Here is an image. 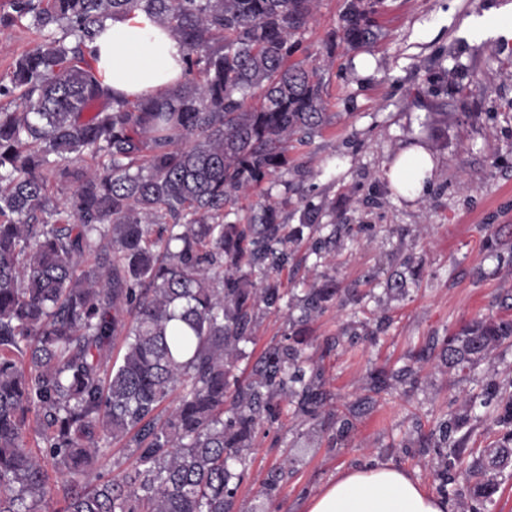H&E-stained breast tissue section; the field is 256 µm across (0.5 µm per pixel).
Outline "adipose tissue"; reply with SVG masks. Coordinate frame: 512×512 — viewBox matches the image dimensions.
<instances>
[{
    "instance_id": "obj_1",
    "label": "adipose tissue",
    "mask_w": 512,
    "mask_h": 512,
    "mask_svg": "<svg viewBox=\"0 0 512 512\" xmlns=\"http://www.w3.org/2000/svg\"><path fill=\"white\" fill-rule=\"evenodd\" d=\"M87 52L103 87L129 99L165 95L182 79L183 46L142 11L106 21ZM435 167L426 151L409 148L394 158L387 176L394 189L416 196L425 192ZM305 512H448V503L425 492L403 467L374 461L337 473Z\"/></svg>"
}]
</instances>
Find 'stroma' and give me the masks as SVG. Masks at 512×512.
I'll return each mask as SVG.
<instances>
[{"label":"stroma","mask_w":512,"mask_h":512,"mask_svg":"<svg viewBox=\"0 0 512 512\" xmlns=\"http://www.w3.org/2000/svg\"><path fill=\"white\" fill-rule=\"evenodd\" d=\"M347 0H320L303 40L324 68L329 125L288 151V184L256 190L239 204V217L266 197L284 200L290 225L360 224L354 237L337 239L326 262L313 266L306 247L276 277L282 288H304L322 274L358 294L382 292L403 258L423 261V276L406 297L362 312L329 307L312 318L313 359L322 360L326 387L341 402L353 400L369 367L393 364L428 336L445 335L488 313L512 320L495 304L512 291V266L498 267L484 239L493 235L512 255V39L478 34L472 18L512 23V0H381L378 38L364 49L323 40L337 28ZM372 56L375 67L359 75L355 63ZM420 146L437 162L426 192L413 198L390 188L387 169L403 148ZM386 315L391 324L373 344L359 341L323 357L326 338L350 321ZM478 380L426 363L420 391L378 400L359 418L342 446L309 439L291 415L263 423L246 450L248 477L237 493V512H254L269 469L287 463L290 474L266 512H303L306 502L339 471L375 460L394 462L427 492L437 484L432 456L406 447L414 421L430 424Z\"/></svg>","instance_id":"stroma-1"}]
</instances>
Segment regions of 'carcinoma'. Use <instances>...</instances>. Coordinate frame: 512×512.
<instances>
[{
  "label": "carcinoma",
  "instance_id": "obj_1",
  "mask_svg": "<svg viewBox=\"0 0 512 512\" xmlns=\"http://www.w3.org/2000/svg\"><path fill=\"white\" fill-rule=\"evenodd\" d=\"M378 0H350L339 32L373 42ZM0 27L24 19L42 34L21 55L0 98V512H41L52 488L41 440L64 471L62 512H233L248 471L243 452L287 405L311 432L340 444L375 396L419 389L435 350L471 374L502 346L512 321L485 317L432 336L398 368L381 365L366 394L332 404L325 369L306 356L308 323L339 294L336 279L287 296L269 272L309 242L315 264L354 235L351 224L280 223V202L229 222L241 196L288 173V148L328 124L321 67L292 61L318 0H11ZM134 11L152 16L185 49L184 78L168 96L126 100L105 89L84 51L99 28ZM85 165L69 190L74 166ZM92 255L95 264L82 267ZM384 295L417 282L410 256ZM263 276V287L253 282ZM299 311L291 333L265 347L247 378L238 363L255 343L257 311ZM121 338L123 355L112 360ZM177 404L159 409L174 390ZM494 404L496 440L475 447L477 406ZM124 441L137 463L89 476L100 447ZM440 472L482 504L512 467V382L487 380L479 397L418 433ZM286 466L259 494L273 498Z\"/></svg>",
  "mask_w": 512,
  "mask_h": 512
}]
</instances>
